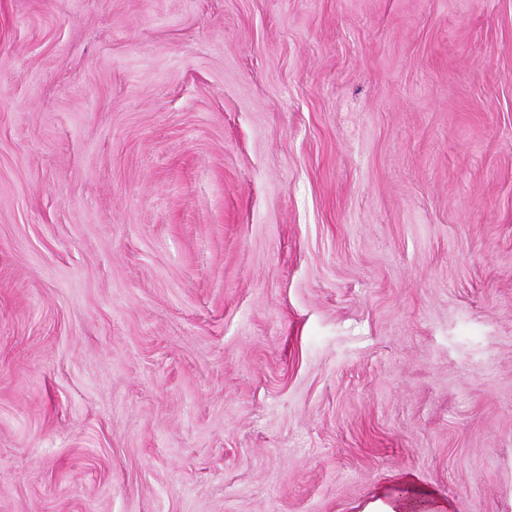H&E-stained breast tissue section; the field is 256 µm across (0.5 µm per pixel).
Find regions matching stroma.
I'll return each mask as SVG.
<instances>
[{"instance_id": "35a3bbf8", "label": "stroma", "mask_w": 512, "mask_h": 512, "mask_svg": "<svg viewBox=\"0 0 512 512\" xmlns=\"http://www.w3.org/2000/svg\"><path fill=\"white\" fill-rule=\"evenodd\" d=\"M512 512V0H0V512ZM366 512H452L451 504L439 492L403 472L382 488Z\"/></svg>"}]
</instances>
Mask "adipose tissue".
I'll return each mask as SVG.
<instances>
[{"instance_id":"ef3b65f1","label":"adipose tissue","mask_w":512,"mask_h":512,"mask_svg":"<svg viewBox=\"0 0 512 512\" xmlns=\"http://www.w3.org/2000/svg\"><path fill=\"white\" fill-rule=\"evenodd\" d=\"M366 512H452V507L436 489L403 472L379 491Z\"/></svg>"}]
</instances>
